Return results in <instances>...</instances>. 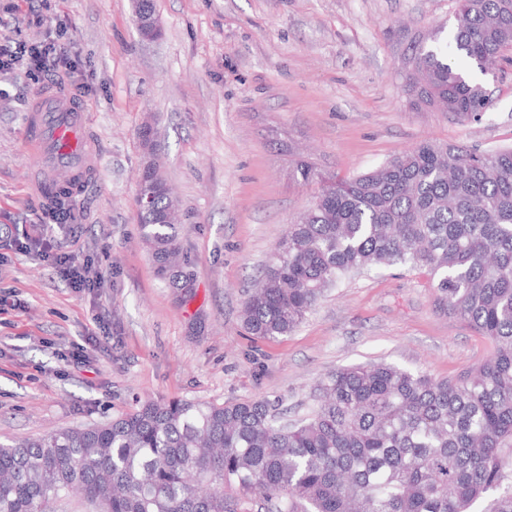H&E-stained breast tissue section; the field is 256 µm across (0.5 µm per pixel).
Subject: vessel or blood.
I'll list each match as a JSON object with an SVG mask.
<instances>
[{
    "mask_svg": "<svg viewBox=\"0 0 512 512\" xmlns=\"http://www.w3.org/2000/svg\"><path fill=\"white\" fill-rule=\"evenodd\" d=\"M86 121L77 100L69 93L46 92L38 96L27 121L36 172L53 168L66 172L74 185L85 182L92 157Z\"/></svg>",
    "mask_w": 512,
    "mask_h": 512,
    "instance_id": "vessel-or-blood-1",
    "label": "vessel or blood"
}]
</instances>
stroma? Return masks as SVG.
<instances>
[{
	"label": "stroma",
	"instance_id": "35a3bbf8",
	"mask_svg": "<svg viewBox=\"0 0 512 512\" xmlns=\"http://www.w3.org/2000/svg\"><path fill=\"white\" fill-rule=\"evenodd\" d=\"M135 0H28L23 36L65 32L82 63L80 102L96 164L72 204L94 293L0 241V438L97 424L152 398L277 401L305 412L336 369L394 363L450 379L492 346L437 304L432 276L395 267L327 290L291 334L257 340L240 311L323 175L374 170L423 141L491 151L512 143V63L482 82L492 104L462 124L406 93L413 40L451 26L455 0H155L163 35L142 38ZM51 77H0V225L38 223L26 117ZM152 127L151 149L141 131ZM155 160L180 206L178 241L196 294L157 274L136 220ZM85 348L88 362L71 355Z\"/></svg>",
	"mask_w": 512,
	"mask_h": 512
}]
</instances>
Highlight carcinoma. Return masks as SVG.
<instances>
[{
    "instance_id": "1",
    "label": "carcinoma",
    "mask_w": 512,
    "mask_h": 512,
    "mask_svg": "<svg viewBox=\"0 0 512 512\" xmlns=\"http://www.w3.org/2000/svg\"><path fill=\"white\" fill-rule=\"evenodd\" d=\"M448 36L413 46L407 91L461 123L479 122L486 75L512 51V0H458ZM321 190L275 247L241 310L261 339L293 332L342 277L427 270L439 307L486 337L473 370L437 380L390 363L330 372L292 422L265 400H148L86 428L0 442V512H45L80 494L100 512H512V146L422 142L350 179L297 165ZM72 185L49 195L68 205ZM171 189L138 216L157 273L181 299L191 261Z\"/></svg>"
}]
</instances>
